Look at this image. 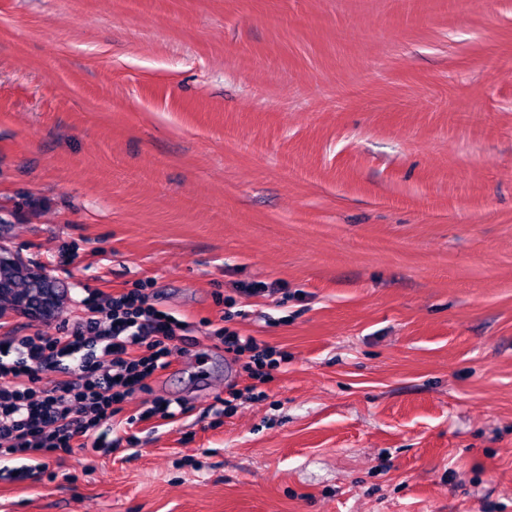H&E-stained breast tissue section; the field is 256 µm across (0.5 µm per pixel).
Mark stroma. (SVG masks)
I'll return each instance as SVG.
<instances>
[{
    "label": "stroma",
    "instance_id": "stroma-1",
    "mask_svg": "<svg viewBox=\"0 0 512 512\" xmlns=\"http://www.w3.org/2000/svg\"><path fill=\"white\" fill-rule=\"evenodd\" d=\"M0 239L197 339L0 512H512V0H0ZM207 338L224 346V350L234 356V359L242 362V368L249 378L255 382L246 386L245 390L250 398L260 400L265 397V392L259 390V385L265 384L272 378V371L278 370L281 363H287L288 354L277 351L262 340L254 336H240L224 326L208 329ZM276 356V358H275ZM173 404L178 409L173 408ZM188 411L179 401H173L168 399H153L150 405L147 406L141 413L139 419L141 421L151 420L157 418L164 421L174 420L180 415L186 414Z\"/></svg>",
    "mask_w": 512,
    "mask_h": 512
}]
</instances>
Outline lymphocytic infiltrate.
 <instances>
[{"label":"lymphocytic infiltrate","instance_id":"obj_1","mask_svg":"<svg viewBox=\"0 0 512 512\" xmlns=\"http://www.w3.org/2000/svg\"><path fill=\"white\" fill-rule=\"evenodd\" d=\"M153 285L146 279L115 294L86 289L83 317L63 322L56 334L14 330L0 338V462H12L14 479L44 474L51 458L76 448L117 453L136 446V435L111 440L103 428L169 367L184 327L154 306ZM208 335L241 361L252 399H263L262 384L287 352L224 327Z\"/></svg>","mask_w":512,"mask_h":512}]
</instances>
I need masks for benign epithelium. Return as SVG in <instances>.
<instances>
[{"instance_id": "7a95c632", "label": "benign epithelium", "mask_w": 512, "mask_h": 512, "mask_svg": "<svg viewBox=\"0 0 512 512\" xmlns=\"http://www.w3.org/2000/svg\"><path fill=\"white\" fill-rule=\"evenodd\" d=\"M0 301L35 321L57 317L63 310V293L45 268L28 263L1 241Z\"/></svg>"}]
</instances>
